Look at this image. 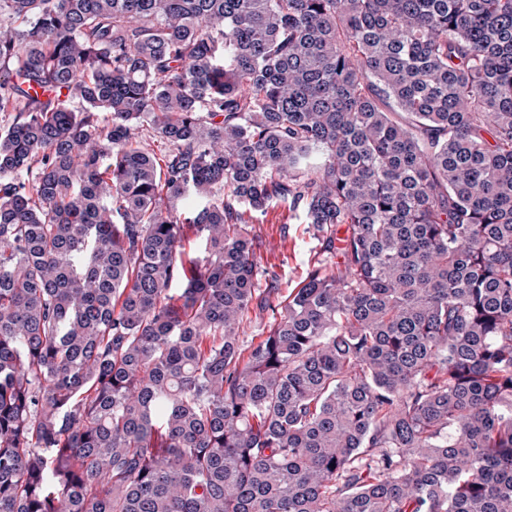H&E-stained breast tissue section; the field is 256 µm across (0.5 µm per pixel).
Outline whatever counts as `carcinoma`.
Instances as JSON below:
<instances>
[{
  "label": "carcinoma",
  "mask_w": 512,
  "mask_h": 512,
  "mask_svg": "<svg viewBox=\"0 0 512 512\" xmlns=\"http://www.w3.org/2000/svg\"><path fill=\"white\" fill-rule=\"evenodd\" d=\"M0 112V512H512V0H0ZM248 220L252 233L262 241L263 263L277 273L280 295H287L288 289L298 286L308 265L319 256L313 232L308 224H302L298 212L283 203L273 204L263 213H254Z\"/></svg>",
  "instance_id": "carcinoma-1"
}]
</instances>
